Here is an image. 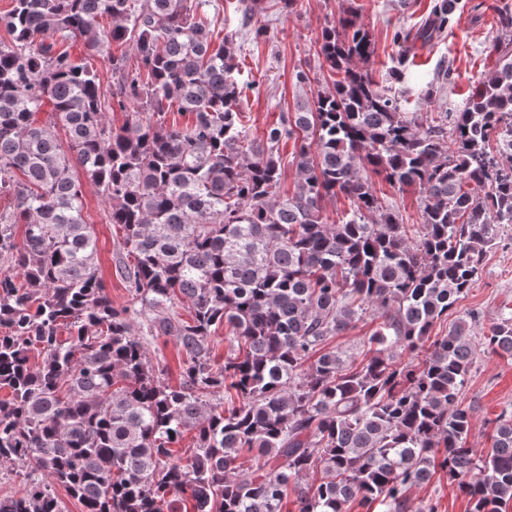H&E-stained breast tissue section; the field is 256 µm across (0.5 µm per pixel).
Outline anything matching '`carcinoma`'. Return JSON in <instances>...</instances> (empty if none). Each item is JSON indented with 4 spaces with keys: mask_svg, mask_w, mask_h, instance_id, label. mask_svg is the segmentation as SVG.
<instances>
[{
    "mask_svg": "<svg viewBox=\"0 0 512 512\" xmlns=\"http://www.w3.org/2000/svg\"><path fill=\"white\" fill-rule=\"evenodd\" d=\"M210 2L0 12V196L15 200L0 212V463L26 480L0 512H62L57 486L83 512H283L291 495L298 512H437L407 495L437 469L471 512H507L512 409L479 454L462 393L479 352L512 363V311L479 337L472 315L431 332L512 236V45H493L497 67L462 108L428 119L372 78V36L346 18L317 51L333 88L253 137L241 47L233 33L216 42ZM453 13L436 0L397 38L430 41ZM77 38L111 60L119 129L97 71L69 51ZM172 112L191 120L170 124ZM290 140L297 181L283 195ZM78 168L121 231L124 306L99 276ZM370 170L418 191L421 223L382 205ZM340 196L351 209L330 224L322 203ZM366 319L364 355L329 346ZM169 336L177 386L149 350ZM188 432L190 454L175 455Z\"/></svg>",
    "mask_w": 512,
    "mask_h": 512,
    "instance_id": "1",
    "label": "carcinoma"
}]
</instances>
